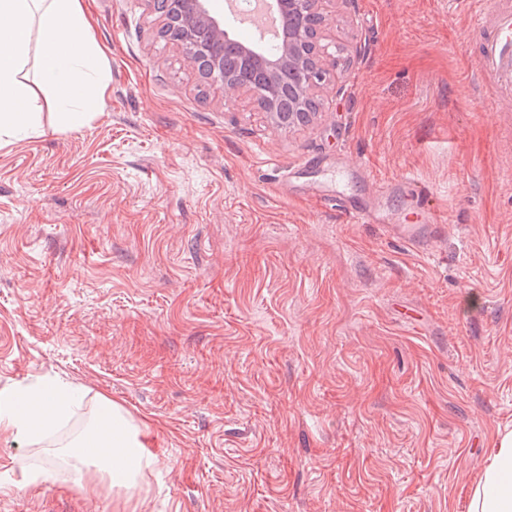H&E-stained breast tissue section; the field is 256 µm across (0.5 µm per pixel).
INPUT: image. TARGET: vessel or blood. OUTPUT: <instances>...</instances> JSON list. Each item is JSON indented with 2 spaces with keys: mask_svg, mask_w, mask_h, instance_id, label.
Instances as JSON below:
<instances>
[{
  "mask_svg": "<svg viewBox=\"0 0 512 512\" xmlns=\"http://www.w3.org/2000/svg\"><path fill=\"white\" fill-rule=\"evenodd\" d=\"M468 30L479 37L476 62L481 73L489 78L495 94H512V6L504 4L489 13H475ZM317 168V163L310 162L298 166L296 173L317 201L335 206L353 222L382 225L391 236L420 252L427 251L433 239L447 229L444 216L423 207L418 208L412 221L391 209L380 211L368 207L344 191L343 169L319 179L314 175ZM375 190L388 201L407 192H417L418 186L414 179L406 177L379 182Z\"/></svg>",
  "mask_w": 512,
  "mask_h": 512,
  "instance_id": "vessel-or-blood-1",
  "label": "vessel or blood"
}]
</instances>
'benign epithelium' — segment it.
I'll return each mask as SVG.
<instances>
[{"mask_svg":"<svg viewBox=\"0 0 512 512\" xmlns=\"http://www.w3.org/2000/svg\"><path fill=\"white\" fill-rule=\"evenodd\" d=\"M288 14L293 25L288 29L286 40L279 44L278 53L268 57L260 53L254 44L238 45V56L254 65L264 77L262 84L253 86L243 81L233 68L224 64V46L228 34L224 19L215 15L211 0H161L158 10L162 18V30L178 42L187 65L212 84L224 88L228 99L249 94L260 111L267 114L278 128L289 130L310 121L319 105L317 90L330 76L326 67L325 49L308 55L301 48L312 42L319 44L323 31L330 24L331 15L327 4L332 0H286ZM292 70L297 84V108L286 124L280 120L270 97L283 68Z\"/></svg>","mask_w":512,"mask_h":512,"instance_id":"benign-epithelium-1","label":"benign epithelium"}]
</instances>
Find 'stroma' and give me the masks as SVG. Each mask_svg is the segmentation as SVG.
I'll return each instance as SVG.
<instances>
[{"label":"stroma","mask_w":512,"mask_h":512,"mask_svg":"<svg viewBox=\"0 0 512 512\" xmlns=\"http://www.w3.org/2000/svg\"><path fill=\"white\" fill-rule=\"evenodd\" d=\"M491 0H350L312 121L279 129L161 40L150 0H84L108 94L0 144V393L61 379L157 434L161 472L80 492L0 436V512H467L512 427V99L465 34ZM337 160L413 177L434 253L287 187Z\"/></svg>","instance_id":"1"}]
</instances>
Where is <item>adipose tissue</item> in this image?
I'll return each mask as SVG.
<instances>
[{"label": "adipose tissue", "mask_w": 512, "mask_h": 512, "mask_svg": "<svg viewBox=\"0 0 512 512\" xmlns=\"http://www.w3.org/2000/svg\"><path fill=\"white\" fill-rule=\"evenodd\" d=\"M33 58L51 91L60 129L85 125L104 100L107 85L81 0H0V137L38 130V99L25 78ZM83 400L77 388L60 383L34 394L0 397V435L40 443ZM152 445L146 422L101 395L91 422L52 450L48 462L70 468L79 488L88 487L93 473L112 492H127L138 487L145 471L162 468L148 452ZM469 512H512V430L497 434L470 488Z\"/></svg>", "instance_id": "adipose-tissue-1"}]
</instances>
